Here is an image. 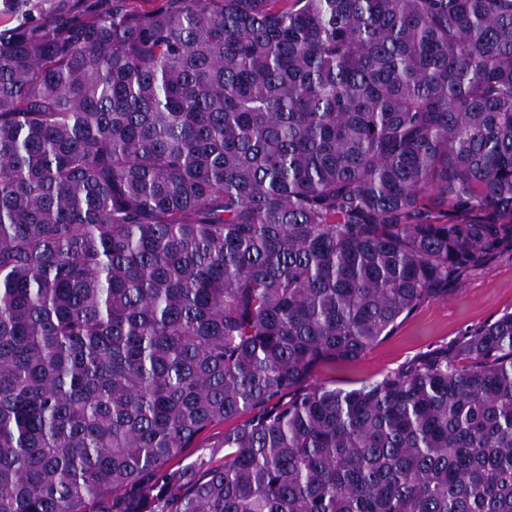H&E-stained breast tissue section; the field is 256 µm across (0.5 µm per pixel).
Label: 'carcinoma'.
I'll return each mask as SVG.
<instances>
[{"mask_svg": "<svg viewBox=\"0 0 512 512\" xmlns=\"http://www.w3.org/2000/svg\"><path fill=\"white\" fill-rule=\"evenodd\" d=\"M135 2L0 33V512H512V312L305 385L512 253V0Z\"/></svg>", "mask_w": 512, "mask_h": 512, "instance_id": "carcinoma-1", "label": "carcinoma"}]
</instances>
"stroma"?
I'll list each match as a JSON object with an SVG mask.
<instances>
[{"label": "stroma", "instance_id": "1", "mask_svg": "<svg viewBox=\"0 0 512 512\" xmlns=\"http://www.w3.org/2000/svg\"><path fill=\"white\" fill-rule=\"evenodd\" d=\"M512 312V256L493 258L448 293L429 298L392 336L373 345L351 362L320 365L312 383L351 389L381 379L428 349L454 341L465 332Z\"/></svg>", "mask_w": 512, "mask_h": 512}]
</instances>
